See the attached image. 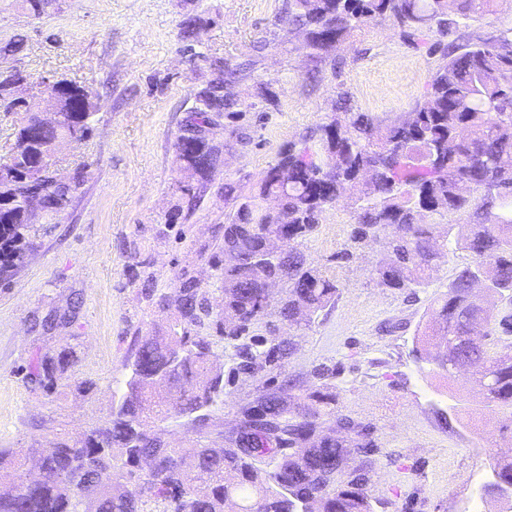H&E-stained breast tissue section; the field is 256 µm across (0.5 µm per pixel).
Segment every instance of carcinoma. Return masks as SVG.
Listing matches in <instances>:
<instances>
[{"instance_id": "1", "label": "carcinoma", "mask_w": 512, "mask_h": 512, "mask_svg": "<svg viewBox=\"0 0 512 512\" xmlns=\"http://www.w3.org/2000/svg\"><path fill=\"white\" fill-rule=\"evenodd\" d=\"M501 0H286L279 22L307 33L305 47L314 71L330 59L325 39L344 43L370 26L389 21L404 39L451 35L476 14H495ZM19 7L39 18L50 0H19ZM203 20L187 15L184 40L195 42ZM440 54L427 83L424 101L386 122L350 106L317 125L308 136L283 147L273 164L246 195L237 182H224L233 212L224 222L223 243L212 256L224 288L219 302L183 272L173 294L149 288L145 299L173 315L172 322L138 338L127 359L139 382L125 381L112 395L105 425L75 443L60 439L38 455L43 479L0 493V512H374L369 474L381 449L371 425L342 414L326 379L334 370H316L321 383L299 396L285 389L261 395L242 421L245 443L208 442L211 409L224 403V376H214L215 340L236 350L237 374L252 376L292 353L291 339H272L257 328L273 319L305 329L314 316L335 305L336 281L307 262L303 242L321 224L325 212L346 193L354 196L355 243L379 244L374 283L379 288L417 295L448 245L471 254L438 300L436 316L416 334L418 359L448 373L477 368L484 407L512 410V21H503L485 37L465 44L437 42ZM243 68L224 63V98L197 96L185 121L201 124L208 112L222 109L240 115L238 85ZM72 94L59 106L62 120L37 142L26 140V121L15 131L12 153L0 161V283L21 270L38 229L29 223V182L43 184L42 209L51 220L71 203L80 174L56 180L43 160L57 144L92 132L97 94L69 81ZM255 96L276 106L269 80H259ZM458 108L448 110V97ZM222 162V150L204 138L185 154L182 135L174 142V163L181 178L179 202L166 223L196 210ZM336 177V196L315 198L311 185L319 177ZM278 207L270 210L267 199ZM468 213L464 224L448 216ZM269 236L288 248L260 264ZM279 280L280 298L266 297L265 281ZM482 277L499 294L495 311L471 294ZM74 347L36 358L31 380L42 389L55 387L58 376L76 363ZM173 417L193 424L184 448L160 442L154 423ZM280 420V434L270 436L261 418ZM332 423V434L322 433ZM509 466L494 465L484 485L511 501L512 448L498 454ZM23 452L0 448V471L19 475Z\"/></svg>"}]
</instances>
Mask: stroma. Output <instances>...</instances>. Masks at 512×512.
Returning a JSON list of instances; mask_svg holds the SVG:
<instances>
[{
	"label": "stroma",
	"instance_id": "35a3bbf8",
	"mask_svg": "<svg viewBox=\"0 0 512 512\" xmlns=\"http://www.w3.org/2000/svg\"><path fill=\"white\" fill-rule=\"evenodd\" d=\"M285 3L55 0L34 18L16 0H0V44L23 35L26 45L17 60L33 80L75 79L98 95L92 134L58 153L60 174L82 168L83 184L67 211L40 232L25 267L0 285V448H20L33 459L57 439L73 441L104 424L113 392L124 386L135 334L169 320L143 300L144 279L168 292L186 270L219 296L211 256L232 209L224 199L225 179L249 191L281 147L329 121L341 101L391 119L422 98L437 59L405 43L387 21L339 46L335 66L309 76L299 39L276 24ZM189 14L206 22L191 47L180 36ZM274 32L280 38L275 46L268 42ZM227 59L251 64L239 85L248 142L225 149L200 206L167 224L179 200L175 137L196 90ZM260 79L273 82L276 108L255 107ZM354 226L346 198L305 240L308 261L336 281L340 296L310 329L293 333L277 322V335L294 340L292 355L254 376L226 379L211 439L229 441L245 410L285 381L305 393L315 383L314 369L325 365L336 371L330 384L337 408L371 424L383 452L369 481L379 501L376 512H466L474 501L492 512L493 497L481 492L492 469L474 451H497L512 414L488 412L464 376L413 356L419 326L471 257L452 254L410 298L374 285L377 246L354 249L353 259L342 261L352 249ZM71 345L78 365L53 393L30 382L37 355ZM455 403L460 415L441 420L439 409ZM415 461L421 474L406 470Z\"/></svg>",
	"mask_w": 512,
	"mask_h": 512
}]
</instances>
